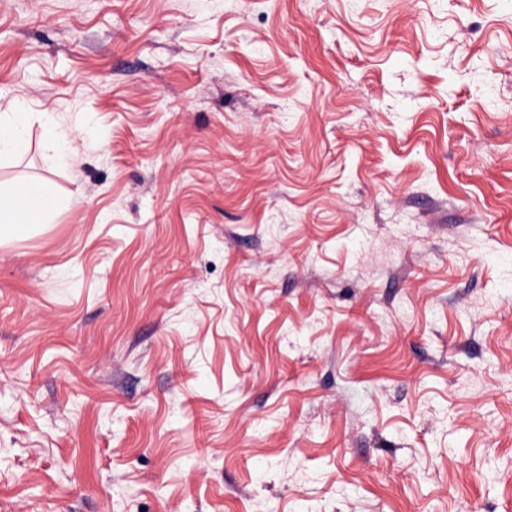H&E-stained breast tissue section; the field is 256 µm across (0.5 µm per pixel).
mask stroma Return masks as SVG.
Returning a JSON list of instances; mask_svg holds the SVG:
<instances>
[{
    "mask_svg": "<svg viewBox=\"0 0 512 512\" xmlns=\"http://www.w3.org/2000/svg\"><path fill=\"white\" fill-rule=\"evenodd\" d=\"M14 105L0 512H512V0H0ZM27 146V123L25 112L0 114V155H17ZM17 187L0 186V240L24 235L30 224H44L58 203L54 184L45 178H31Z\"/></svg>",
    "mask_w": 512,
    "mask_h": 512,
    "instance_id": "35a3bbf8",
    "label": "stroma"
}]
</instances>
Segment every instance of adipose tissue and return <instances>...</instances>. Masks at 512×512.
Instances as JSON below:
<instances>
[{"mask_svg": "<svg viewBox=\"0 0 512 512\" xmlns=\"http://www.w3.org/2000/svg\"><path fill=\"white\" fill-rule=\"evenodd\" d=\"M57 203L55 187L45 178L26 180L20 189L0 186V240L17 238L30 225L46 223Z\"/></svg>", "mask_w": 512, "mask_h": 512, "instance_id": "adipose-tissue-1", "label": "adipose tissue"}]
</instances>
